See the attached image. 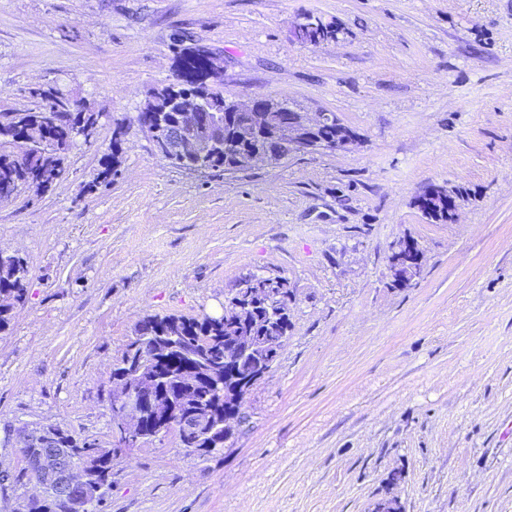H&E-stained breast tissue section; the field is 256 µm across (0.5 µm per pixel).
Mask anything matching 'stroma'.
I'll use <instances>...</instances> for the list:
<instances>
[{"label": "stroma", "instance_id": "35a3bbf8", "mask_svg": "<svg viewBox=\"0 0 512 512\" xmlns=\"http://www.w3.org/2000/svg\"><path fill=\"white\" fill-rule=\"evenodd\" d=\"M309 14L334 41L292 40ZM186 36L217 91L334 113L357 145L171 167L136 116ZM45 84L104 119L52 191L0 202V250L30 271L0 332V464L42 423L121 448L103 512H512V0H0V113ZM118 121L120 174L82 194ZM431 183L453 221L418 210ZM403 239L422 271L396 288ZM253 274L295 299L246 423L206 458L172 432L121 447L110 374L137 322L222 313Z\"/></svg>", "mask_w": 512, "mask_h": 512}]
</instances>
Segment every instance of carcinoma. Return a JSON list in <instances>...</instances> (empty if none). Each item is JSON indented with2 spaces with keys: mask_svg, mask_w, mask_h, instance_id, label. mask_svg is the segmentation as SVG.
I'll return each instance as SVG.
<instances>
[{
  "mask_svg": "<svg viewBox=\"0 0 512 512\" xmlns=\"http://www.w3.org/2000/svg\"><path fill=\"white\" fill-rule=\"evenodd\" d=\"M209 57L200 47L185 46L179 52V69L189 75L185 85H167L157 90L146 107H158L168 100L190 93L204 99L206 105L224 114V128L219 146L209 151L210 171L221 175L238 171L235 156L247 148L236 135L231 101L224 94L214 91L210 82L220 78L221 72L210 73ZM40 100V107L15 113L18 123L30 128L35 144L23 154L0 152V193L12 192L18 185H34L42 193L49 192L66 174L69 155L78 145L77 127L83 122L101 124L100 112H76L74 99L55 85L47 84L31 92ZM121 150L108 147L100 169L86 191L109 186L121 166ZM29 270L26 262L18 257L8 265H0V295L8 297V303L0 302V332L11 320L14 305L25 302ZM285 297L274 307H258L246 322H240L232 313L207 315L203 318L178 315H148L135 328L120 361L112 374H120L132 383H140L142 372L161 366L157 386L163 392V400L169 403V420L159 429L147 414L146 432L157 437L173 432L180 446L200 456H211L224 447V439L210 433L212 427L224 421V382H208L200 378L204 371L224 365V337L250 331L269 340L286 336L291 328L290 304ZM166 350L160 364L151 355L156 348ZM54 438L33 437L28 441L17 440L25 464L13 475L11 482L0 483V494L15 493L21 497V512H98L103 495L93 504H84L80 497L59 499L47 492L41 498L22 496V491L33 477L45 473L48 456L46 442L75 459L85 467L94 482L105 488L112 483V471L120 454L116 448H104L94 440L59 427L53 428Z\"/></svg>",
  "mask_w": 512,
  "mask_h": 512,
  "instance_id": "cac0c4a2",
  "label": "carcinoma"
}]
</instances>
